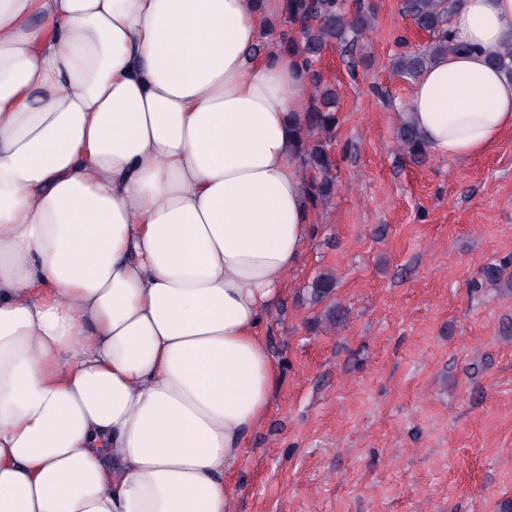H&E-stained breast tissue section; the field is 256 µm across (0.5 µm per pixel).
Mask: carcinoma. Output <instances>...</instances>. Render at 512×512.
<instances>
[{
  "label": "carcinoma",
  "instance_id": "obj_1",
  "mask_svg": "<svg viewBox=\"0 0 512 512\" xmlns=\"http://www.w3.org/2000/svg\"><path fill=\"white\" fill-rule=\"evenodd\" d=\"M347 0H284L281 16L269 23L270 36L285 53L295 56L308 78V97L297 119L299 156L303 168L311 173L304 185L310 206L334 194L335 163L330 143L336 136V88L324 82L315 63L331 45L353 48L359 35L372 28L374 15L362 10L351 13ZM457 0H402L400 8L414 25L429 35L427 43L413 47L401 38L400 52L392 59L395 75L414 79L438 55L469 50L448 34L449 14ZM491 65L512 77V44L489 53ZM401 151L413 162L428 156L414 124L405 119L396 130Z\"/></svg>",
  "mask_w": 512,
  "mask_h": 512
}]
</instances>
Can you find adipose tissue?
I'll use <instances>...</instances> for the list:
<instances>
[{
	"label": "adipose tissue",
	"instance_id": "1",
	"mask_svg": "<svg viewBox=\"0 0 512 512\" xmlns=\"http://www.w3.org/2000/svg\"><path fill=\"white\" fill-rule=\"evenodd\" d=\"M282 10L0 0V512H235L310 236ZM450 31L407 116L456 161L512 132V0Z\"/></svg>",
	"mask_w": 512,
	"mask_h": 512
}]
</instances>
